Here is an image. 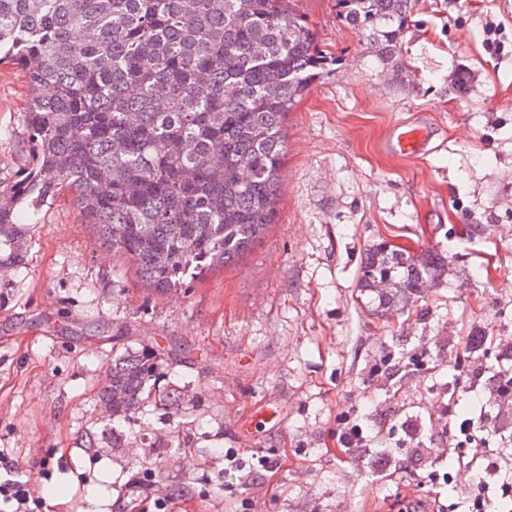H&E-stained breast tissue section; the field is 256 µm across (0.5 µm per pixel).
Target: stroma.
I'll return each mask as SVG.
<instances>
[{
    "label": "stroma",
    "instance_id": "35a3bbf8",
    "mask_svg": "<svg viewBox=\"0 0 512 512\" xmlns=\"http://www.w3.org/2000/svg\"><path fill=\"white\" fill-rule=\"evenodd\" d=\"M297 8L333 65L288 115L278 215L250 251L159 293L70 196L23 209L25 261L0 275V453L29 512H125L136 481L144 512H385L400 493L464 512L470 473L443 448L404 445L402 426L430 427L445 408L497 412L458 347L512 337V58L482 44L486 17L512 31V0H413L399 68L336 0ZM29 95L0 65V186L28 165ZM404 123L428 127L429 152L387 150ZM384 240L442 252L448 272L378 320L357 277ZM116 343L161 355L180 418L152 405L131 425L104 416ZM390 358L404 366L391 381L375 374ZM350 408L371 436L356 460L336 445ZM264 457L278 468L262 471Z\"/></svg>",
    "mask_w": 512,
    "mask_h": 512
}]
</instances>
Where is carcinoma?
Masks as SVG:
<instances>
[{
    "mask_svg": "<svg viewBox=\"0 0 512 512\" xmlns=\"http://www.w3.org/2000/svg\"><path fill=\"white\" fill-rule=\"evenodd\" d=\"M382 62L403 65L411 0H336ZM0 65L31 90L30 161L0 188V267L22 260L16 208L71 193L98 240L159 292L249 251L275 223L288 112L328 71L291 0H0ZM444 257L381 242L357 287L375 312L438 282ZM147 348L99 391L112 421L180 410Z\"/></svg>",
    "mask_w": 512,
    "mask_h": 512,
    "instance_id": "cac0c4a2",
    "label": "carcinoma"
}]
</instances>
